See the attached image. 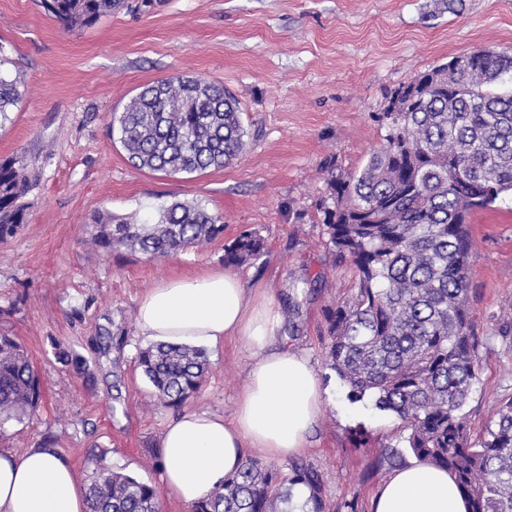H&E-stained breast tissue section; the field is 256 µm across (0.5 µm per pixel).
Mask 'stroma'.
<instances>
[{"label":"stroma","mask_w":512,"mask_h":512,"mask_svg":"<svg viewBox=\"0 0 512 512\" xmlns=\"http://www.w3.org/2000/svg\"><path fill=\"white\" fill-rule=\"evenodd\" d=\"M489 46L512 51V0H123L91 26L64 27L41 0H0V72L22 101L0 121V160L22 156L28 220L0 242V333L41 380L30 415L0 428V451L56 449L81 485L94 457L156 486L161 512H190L162 479L160 435L180 410L153 404L137 356V305L173 277L224 266V248L257 233L265 252L236 265L245 288H271L277 343L307 357L322 389L308 449L267 460L281 476L315 471L322 512H372L400 468L406 432L372 401L353 403L327 364L328 312L357 272L323 224L328 170H360L384 143L388 94L420 72ZM200 77L236 99L246 146L230 165L169 176L135 167L108 125L144 85ZM221 216L222 237L150 259L98 246L108 212L157 217L172 200ZM469 307L479 379L466 408L480 442L512 399V197L470 219ZM210 370L184 409L232 418L251 351L239 338L207 351Z\"/></svg>","instance_id":"1"}]
</instances>
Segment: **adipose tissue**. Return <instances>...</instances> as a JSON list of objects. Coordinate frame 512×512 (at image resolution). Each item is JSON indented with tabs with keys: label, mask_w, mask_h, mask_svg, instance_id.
Wrapping results in <instances>:
<instances>
[{
	"label": "adipose tissue",
	"mask_w": 512,
	"mask_h": 512,
	"mask_svg": "<svg viewBox=\"0 0 512 512\" xmlns=\"http://www.w3.org/2000/svg\"><path fill=\"white\" fill-rule=\"evenodd\" d=\"M282 321L273 295L248 293L229 270L172 278L151 288L137 308L140 336L154 342L218 346L237 337L252 350L248 384L232 420L207 411L185 412L160 436L163 480L190 506L211 495L259 448L280 460L307 447L321 390L310 361L274 345ZM83 489L71 465L48 448L23 455L0 452V512H85ZM373 512H467L447 472L418 463L396 472L373 501Z\"/></svg>",
	"instance_id": "obj_1"
}]
</instances>
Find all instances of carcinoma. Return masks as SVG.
<instances>
[{
  "label": "carcinoma",
  "mask_w": 512,
  "mask_h": 512,
  "mask_svg": "<svg viewBox=\"0 0 512 512\" xmlns=\"http://www.w3.org/2000/svg\"><path fill=\"white\" fill-rule=\"evenodd\" d=\"M119 0H41L67 25H91ZM416 92L402 83L378 116L385 143L358 172L330 179L333 207L323 223L331 243L358 272V288L329 315L328 362L353 402L370 397L396 414L415 457L453 478L468 512H512V400L494 427L471 442L465 406L477 382L478 339L468 309L471 238L468 219L512 194V54L454 59L418 74ZM16 83L0 76V119L18 104ZM110 134L137 167L170 175L219 169L245 149L235 98L205 79L176 75L142 88ZM24 159L0 161V241L26 223ZM98 244L165 257L224 233L221 217L173 201L151 224L102 213ZM264 254L263 239L243 233L224 248V263ZM138 367L157 402L179 407L203 386L206 352L156 343ZM40 379L19 342L0 335V426L34 411ZM87 512H159L155 487L96 461ZM309 490L305 512H321L320 479L297 466L287 481L258 461L243 462L192 512H283L291 487Z\"/></svg>",
  "instance_id": "cac0c4a2"
}]
</instances>
